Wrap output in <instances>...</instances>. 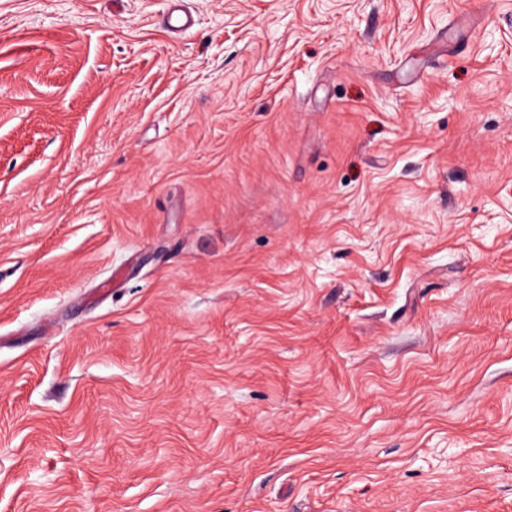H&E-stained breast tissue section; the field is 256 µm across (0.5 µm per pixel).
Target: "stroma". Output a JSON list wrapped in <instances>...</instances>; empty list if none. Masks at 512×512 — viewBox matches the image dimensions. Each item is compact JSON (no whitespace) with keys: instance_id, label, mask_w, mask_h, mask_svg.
Here are the masks:
<instances>
[{"instance_id":"1","label":"stroma","mask_w":512,"mask_h":512,"mask_svg":"<svg viewBox=\"0 0 512 512\" xmlns=\"http://www.w3.org/2000/svg\"><path fill=\"white\" fill-rule=\"evenodd\" d=\"M186 4L0 0V512H512V0ZM183 0H168L170 7L166 17L167 27L175 32H184L192 28L195 20L192 14L182 7Z\"/></svg>"}]
</instances>
